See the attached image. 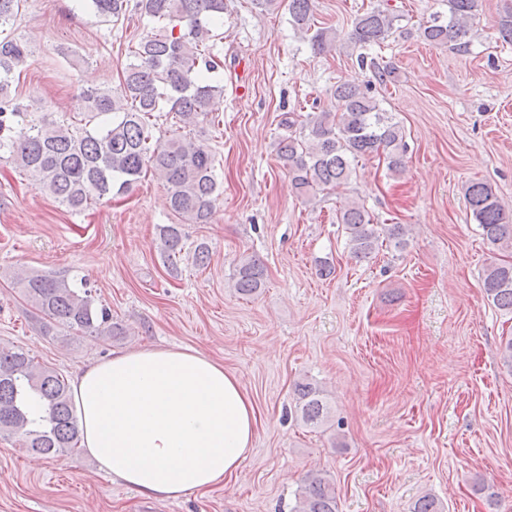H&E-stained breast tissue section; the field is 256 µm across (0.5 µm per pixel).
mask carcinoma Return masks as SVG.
I'll use <instances>...</instances> for the list:
<instances>
[{
    "mask_svg": "<svg viewBox=\"0 0 512 512\" xmlns=\"http://www.w3.org/2000/svg\"><path fill=\"white\" fill-rule=\"evenodd\" d=\"M91 2L95 14L109 22L126 15L129 7V0ZM445 2L448 12L435 13L420 24V37L467 53L476 38L473 17L478 0ZM21 6L22 0H0V152L70 212L128 193L146 171L157 176L170 211L179 219L159 229L160 255L167 269L176 272L186 247L182 225L212 220L218 191L215 156L205 141L177 132L162 140L153 131L163 117L176 119L180 129L215 122L210 105L223 87L213 83L211 73L224 63L214 52L213 28L224 21V0H136V9L156 22L158 30L130 47L118 91L83 89L91 118L108 117L92 132L83 126L33 119L28 107L11 97L14 70L28 54L27 46L10 31ZM288 13L293 29L309 40L314 53L331 51L337 30L316 27L315 0H288ZM401 20L396 10L374 6L355 16L347 40L358 48L379 47L400 29ZM360 64L373 69L381 85L394 74L373 57H360ZM333 97L334 110L309 112L299 123L285 120L290 134L277 143V157L292 190L306 200L348 181L361 160L382 155L388 170L405 168L408 144L403 127L380 107L370 89L343 83L336 86ZM466 201L492 254L483 270L487 300L500 310L512 311V262L495 257L512 249V210L484 182L468 186ZM336 223L344 226L350 253L359 261L371 257L386 241L402 246L408 234L403 224L375 223L356 200H347L336 210ZM265 280L266 269L254 256L241 259L232 277L233 288L244 296L258 293ZM19 283L28 301L58 324L85 336L124 335L87 288L47 275L21 277ZM296 392L304 423L317 425L327 419L320 389L300 382ZM33 399L40 404L36 418L30 410ZM2 434L19 438L48 459L71 452L80 441L68 380L17 347L0 348ZM292 512H337L330 476L319 471L309 474Z\"/></svg>",
    "mask_w": 512,
    "mask_h": 512,
    "instance_id": "1",
    "label": "carcinoma"
}]
</instances>
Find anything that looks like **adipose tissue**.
Instances as JSON below:
<instances>
[{
	"mask_svg": "<svg viewBox=\"0 0 512 512\" xmlns=\"http://www.w3.org/2000/svg\"><path fill=\"white\" fill-rule=\"evenodd\" d=\"M72 389L83 452L150 498L222 486L254 444L256 414L238 377L195 348L117 352L77 371Z\"/></svg>",
	"mask_w": 512,
	"mask_h": 512,
	"instance_id": "obj_1",
	"label": "adipose tissue"
}]
</instances>
